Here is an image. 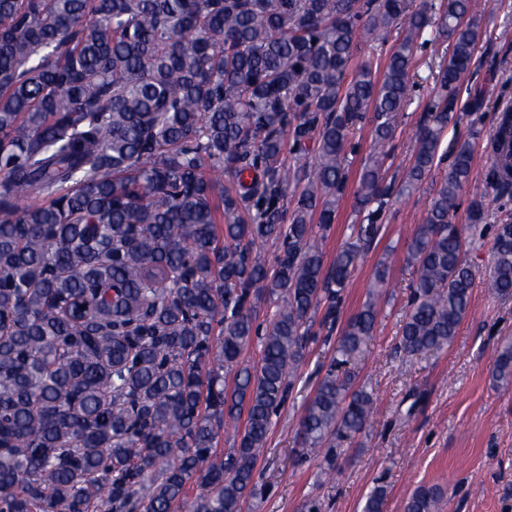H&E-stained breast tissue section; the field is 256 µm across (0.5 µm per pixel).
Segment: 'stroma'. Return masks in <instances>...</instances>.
Instances as JSON below:
<instances>
[{"mask_svg":"<svg viewBox=\"0 0 512 512\" xmlns=\"http://www.w3.org/2000/svg\"><path fill=\"white\" fill-rule=\"evenodd\" d=\"M482 39L469 74L462 80L460 103L471 90L481 91L484 111L465 114L460 124L443 133L442 159L420 187L392 195L377 235L369 242L352 272L334 322H326V305H319L307 323L316 343L307 348L300 376L286 402L272 418L265 451L256 461L257 493L247 496L242 512H307L318 500L321 512H361L368 492L386 486L384 512H403V504L421 484L439 486L444 496L439 512H512V385L492 379L493 359L503 337L512 336V296L501 297L488 286L492 262V225L512 219V195H496L485 182L494 157L490 148L496 131L493 107L512 106V45L499 33L512 28V0H489L480 14ZM449 53L441 38L419 54L418 88L401 112L386 145L385 178L400 184L412 162L417 133L427 122L425 105L433 89L431 69ZM373 116L350 128L349 176L333 224L317 230L315 242L325 263L355 237L364 216L355 192L359 173L374 145ZM475 137L471 176L459 199L467 209L484 195L487 217L468 247L467 258L477 271L470 309L454 343L438 353L404 357L396 354L400 323L415 279L407 260L406 238L423 223L436 182L446 173L457 140ZM385 269V297L375 336L364 358L347 369L355 383L373 389L374 410L365 432L343 444L335 464L336 479L324 473L321 456L303 449L297 435L319 379L325 374L335 338L345 322L362 307L378 269Z\"/></svg>","mask_w":512,"mask_h":512,"instance_id":"35a3bbf8","label":"stroma"}]
</instances>
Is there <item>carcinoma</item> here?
Masks as SVG:
<instances>
[{"label": "carcinoma", "mask_w": 512, "mask_h": 512, "mask_svg": "<svg viewBox=\"0 0 512 512\" xmlns=\"http://www.w3.org/2000/svg\"><path fill=\"white\" fill-rule=\"evenodd\" d=\"M475 5L444 0L430 14L408 0H0V512H172L190 483L201 488L191 512H241L315 341L304 318L341 301L391 195L379 152L357 189L368 227L324 270L313 224L336 218L350 125L372 112L375 142L390 139L428 32L447 38L398 193L415 190L458 121L482 37ZM361 43L388 46L383 74L355 61ZM309 151L315 177L288 210ZM492 151L487 184L512 194V109ZM473 156L468 141L454 147L408 240L405 354L447 349L469 309L476 271L453 219ZM226 173L236 186L217 203ZM484 219L475 197L466 220ZM494 231L489 287L508 297L512 222ZM271 238L286 245L272 271L251 256ZM384 283L381 273L338 336L300 424L301 445L326 449L329 471L371 414V392L339 368L366 352ZM252 293L276 303L263 331L246 307ZM257 334L261 358L243 365ZM213 362L233 374L231 390L204 372ZM492 377L512 384L511 338ZM243 413L239 447L217 460L224 419ZM386 496L374 487L362 512H383ZM442 496L421 485L404 512H437Z\"/></svg>", "instance_id": "obj_1"}]
</instances>
